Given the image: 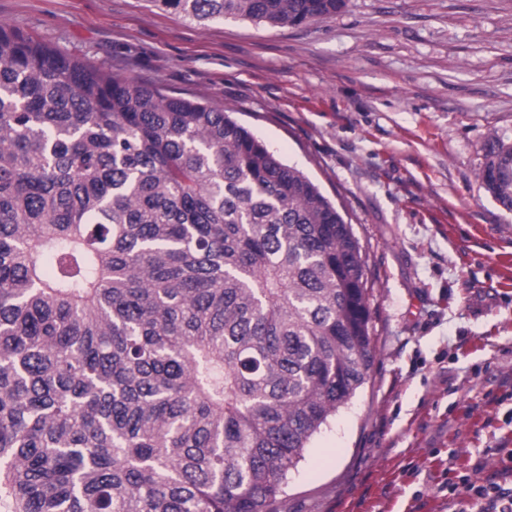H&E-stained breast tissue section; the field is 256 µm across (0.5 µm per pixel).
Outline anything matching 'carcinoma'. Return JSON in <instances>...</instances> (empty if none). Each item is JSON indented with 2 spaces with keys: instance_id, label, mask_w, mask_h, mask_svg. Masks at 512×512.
Listing matches in <instances>:
<instances>
[{
  "instance_id": "1",
  "label": "carcinoma",
  "mask_w": 512,
  "mask_h": 512,
  "mask_svg": "<svg viewBox=\"0 0 512 512\" xmlns=\"http://www.w3.org/2000/svg\"><path fill=\"white\" fill-rule=\"evenodd\" d=\"M480 178L512 212V138ZM369 322L352 225L248 127L0 23V512H270L369 379Z\"/></svg>"
}]
</instances>
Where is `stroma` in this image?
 Wrapping results in <instances>:
<instances>
[{"label":"stroma","instance_id":"35a3bbf8","mask_svg":"<svg viewBox=\"0 0 512 512\" xmlns=\"http://www.w3.org/2000/svg\"><path fill=\"white\" fill-rule=\"evenodd\" d=\"M0 20L209 99L347 211L375 359L273 512H463L450 486L512 450V213L480 179L488 136H512V0H347L302 28L0 0Z\"/></svg>","mask_w":512,"mask_h":512}]
</instances>
